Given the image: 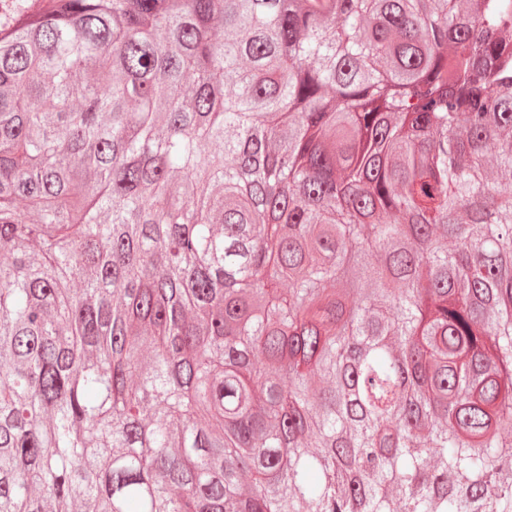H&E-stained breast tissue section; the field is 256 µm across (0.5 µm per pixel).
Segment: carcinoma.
I'll return each instance as SVG.
<instances>
[{"label":"carcinoma","mask_w":512,"mask_h":512,"mask_svg":"<svg viewBox=\"0 0 512 512\" xmlns=\"http://www.w3.org/2000/svg\"><path fill=\"white\" fill-rule=\"evenodd\" d=\"M41 2L0 512H512V0Z\"/></svg>","instance_id":"1"}]
</instances>
